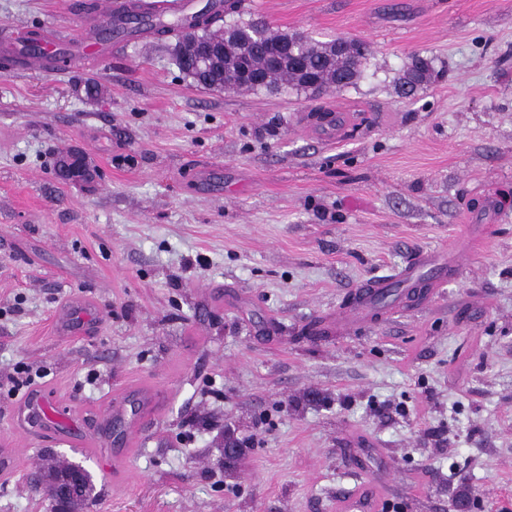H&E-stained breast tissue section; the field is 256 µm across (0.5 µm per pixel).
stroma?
Returning <instances> with one entry per match:
<instances>
[{"label":"stroma","instance_id":"1","mask_svg":"<svg viewBox=\"0 0 512 512\" xmlns=\"http://www.w3.org/2000/svg\"><path fill=\"white\" fill-rule=\"evenodd\" d=\"M84 3L0 0V37H69ZM255 20L362 41L360 78L204 88L173 33L0 70V440L21 366L74 415L166 394L121 483L32 436L0 512H51L30 475L53 457L94 471L85 512H343L365 489L389 512H512V0H245L224 18ZM414 56L435 77L407 96ZM326 111L345 117L332 139ZM71 153L89 177L56 175ZM433 250L437 291L422 272L425 296L337 329L361 282ZM77 296L97 328L64 340Z\"/></svg>","mask_w":512,"mask_h":512}]
</instances>
